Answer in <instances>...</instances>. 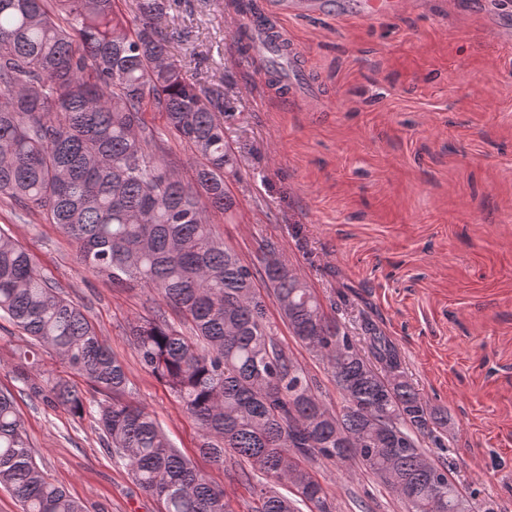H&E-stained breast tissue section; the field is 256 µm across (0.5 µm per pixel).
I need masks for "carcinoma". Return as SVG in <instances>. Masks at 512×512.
Listing matches in <instances>:
<instances>
[{
	"label": "carcinoma",
	"mask_w": 512,
	"mask_h": 512,
	"mask_svg": "<svg viewBox=\"0 0 512 512\" xmlns=\"http://www.w3.org/2000/svg\"><path fill=\"white\" fill-rule=\"evenodd\" d=\"M0 0V198L33 206L76 245L83 270L114 288L161 297L193 337L156 307L129 330L141 365L198 424L200 453L250 465L255 512H334L312 465H356L395 493L407 512H470L450 469L420 439L447 420L410 382L397 348L362 324L371 357L330 317L281 249L260 246L248 263L213 231L236 201L225 178L238 160L224 136V98L186 81L158 23L170 0ZM154 112L186 143L192 175L166 160ZM272 300L289 331L324 361L341 405L325 403L266 323ZM0 316L30 344L105 395L97 402L104 445L164 512H233L224 488L185 457L143 406L121 398L122 362L81 307L53 287L34 256L0 232ZM28 395L81 418L87 399L24 353L16 368ZM407 438L391 448L378 422ZM289 488L283 494L278 486ZM0 487L21 512H84L39 469L12 393L0 390Z\"/></svg>",
	"instance_id": "cac0c4a2"
}]
</instances>
